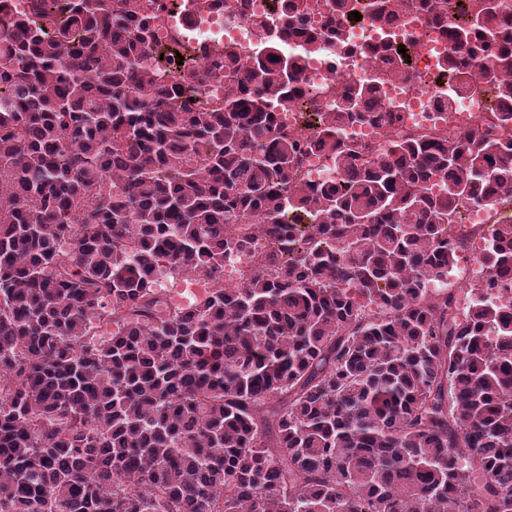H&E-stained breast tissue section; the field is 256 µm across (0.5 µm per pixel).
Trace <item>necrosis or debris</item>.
Here are the masks:
<instances>
[{"label":"necrosis or debris","mask_w":512,"mask_h":512,"mask_svg":"<svg viewBox=\"0 0 512 512\" xmlns=\"http://www.w3.org/2000/svg\"><path fill=\"white\" fill-rule=\"evenodd\" d=\"M276 18L273 0H247L242 15L212 8L208 0H163L154 35L165 46L175 39L210 51L229 45L248 61L259 50L254 20ZM341 28L350 53L338 57L325 51L304 57L302 62L301 86L315 92L319 111H330L345 85L378 73L381 58H362L357 53L360 46L386 45L393 51L403 47L411 60L408 80L383 83L377 93L381 111L397 113V122L386 128L354 125L349 135L356 142L375 148L408 135L444 139L489 123L490 96L484 69L478 64L472 66L464 88L442 76L440 64L450 48L448 38L441 24L419 11L414 0H405L400 20L392 27L365 15L358 20L342 18Z\"/></svg>","instance_id":"necrosis-or-debris-1"}]
</instances>
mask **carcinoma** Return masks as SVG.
<instances>
[{"mask_svg":"<svg viewBox=\"0 0 512 512\" xmlns=\"http://www.w3.org/2000/svg\"><path fill=\"white\" fill-rule=\"evenodd\" d=\"M420 6L451 19L442 68L483 62L512 125V6ZM158 10L0 0V512H512V301L486 298L512 223L467 312L423 287L462 206L512 198V140H348L395 121L376 91L398 53L298 140L268 104L303 108L285 30L258 20L260 55L203 66L155 47ZM327 46L350 51L334 24L303 56ZM321 150L341 178L311 186ZM233 250L252 262L229 286ZM184 273L211 290L174 307L156 282Z\"/></svg>","mask_w":512,"mask_h":512,"instance_id":"carcinoma-1","label":"carcinoma"}]
</instances>
